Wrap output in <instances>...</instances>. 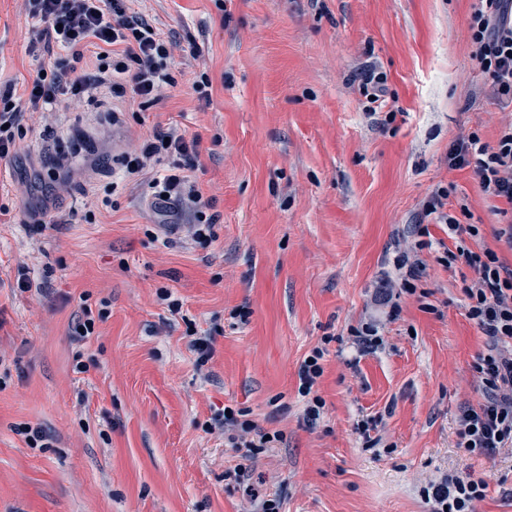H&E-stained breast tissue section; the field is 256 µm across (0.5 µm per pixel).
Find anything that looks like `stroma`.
Instances as JSON below:
<instances>
[{
	"label": "stroma",
	"mask_w": 512,
	"mask_h": 512,
	"mask_svg": "<svg viewBox=\"0 0 512 512\" xmlns=\"http://www.w3.org/2000/svg\"><path fill=\"white\" fill-rule=\"evenodd\" d=\"M22 0H0V87L23 92L43 55L28 49ZM476 0H147V13L197 59H177L176 83L139 118L107 89L76 106L60 99L0 160V512H253L229 471L247 467L282 512H428L425 487L446 473L492 471L476 512H512V453L471 458L457 418L477 403L473 364L485 338L466 316L475 274L445 267L454 248L429 224L418 294L392 289L398 320L376 297L432 191L451 187L491 249L512 265L496 214L467 168L448 165L458 139L495 142L512 108L473 57ZM212 81L209 104L192 85ZM387 77L379 125L363 78ZM200 140L197 180L214 197L219 238L187 243L177 213L161 228L151 202L120 182L117 143L155 127ZM63 224L30 233L38 213ZM26 274L31 289L15 282ZM167 288L182 305L157 298ZM97 314L77 340L74 320ZM378 320L383 344L359 351L348 329ZM215 353L197 367L192 335ZM325 351L326 402L302 420L299 369ZM231 405L275 448L246 459L206 434ZM378 427L367 447L357 420ZM50 437L32 448L20 429Z\"/></svg>",
	"instance_id": "obj_1"
}]
</instances>
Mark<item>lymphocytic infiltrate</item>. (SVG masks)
I'll list each match as a JSON object with an SVG mask.
<instances>
[{
    "label": "lymphocytic infiltrate",
    "mask_w": 512,
    "mask_h": 512,
    "mask_svg": "<svg viewBox=\"0 0 512 512\" xmlns=\"http://www.w3.org/2000/svg\"><path fill=\"white\" fill-rule=\"evenodd\" d=\"M137 0H25V13L33 22L30 43L47 51L35 77L22 94L0 90V159L11 158L26 136L25 115L52 111L63 96L88 95L97 85H107L112 97L146 110L161 103L162 91L174 85V54L181 43L161 31ZM469 29L474 57L486 74L495 97L512 102V0H477ZM92 56H85V49ZM200 140L177 129H157L120 159L122 177L144 185L154 203L174 205L184 213L190 238L202 246L218 238L219 216L213 198L204 196L197 178ZM454 168H471L482 192L512 205V123L503 127L496 143L482 141L471 132L448 154ZM449 193L432 192L423 215L447 225L455 247L445 250V266L464 262L475 273L466 288V314L486 338V350L474 362L482 400L463 407L457 421L458 446L472 456L492 457L512 450V267L490 249L472 251L468 240L479 237L480 228L464 224L446 209ZM414 245L396 258L397 284L415 294L425 263L427 230L415 222ZM323 349H313L299 372L298 394L303 402L304 423L315 426L326 405L317 384L324 373ZM206 433L223 435L232 448L248 455L262 453L274 438L248 419L246 410L230 406L215 412L203 425ZM485 478L443 475L429 485L425 498L430 512H476L486 496Z\"/></svg>",
    "instance_id": "obj_1"
}]
</instances>
